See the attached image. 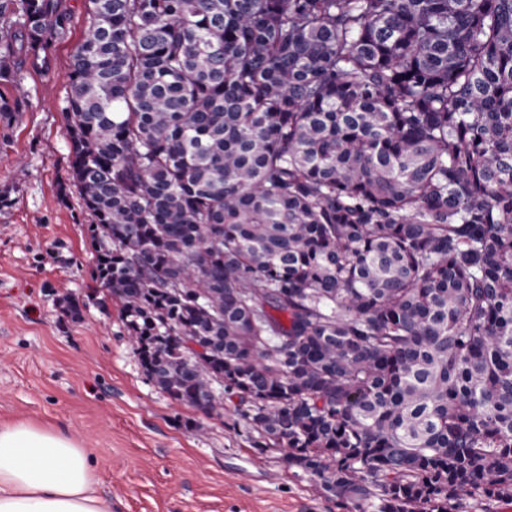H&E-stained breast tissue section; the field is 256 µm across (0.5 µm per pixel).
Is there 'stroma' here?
Returning a JSON list of instances; mask_svg holds the SVG:
<instances>
[{
	"mask_svg": "<svg viewBox=\"0 0 512 512\" xmlns=\"http://www.w3.org/2000/svg\"><path fill=\"white\" fill-rule=\"evenodd\" d=\"M49 72L22 68L25 105L0 123V425L72 435L92 457L112 512H350L288 467L225 400L205 415L148 379L118 305L94 277L93 218L68 185L63 107L84 0ZM83 302L67 315L63 295Z\"/></svg>",
	"mask_w": 512,
	"mask_h": 512,
	"instance_id": "35a3bbf8",
	"label": "stroma"
}]
</instances>
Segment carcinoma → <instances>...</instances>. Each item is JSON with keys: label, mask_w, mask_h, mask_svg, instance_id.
<instances>
[{"label": "carcinoma", "mask_w": 512, "mask_h": 512, "mask_svg": "<svg viewBox=\"0 0 512 512\" xmlns=\"http://www.w3.org/2000/svg\"><path fill=\"white\" fill-rule=\"evenodd\" d=\"M64 108L150 381L358 512L512 502V0H85ZM0 0V121L70 32Z\"/></svg>", "instance_id": "1"}]
</instances>
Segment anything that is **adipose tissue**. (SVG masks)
Segmentation results:
<instances>
[{"mask_svg":"<svg viewBox=\"0 0 512 512\" xmlns=\"http://www.w3.org/2000/svg\"><path fill=\"white\" fill-rule=\"evenodd\" d=\"M86 449L33 424L0 426V512H111Z\"/></svg>","mask_w":512,"mask_h":512,"instance_id":"adipose-tissue-1","label":"adipose tissue"}]
</instances>
